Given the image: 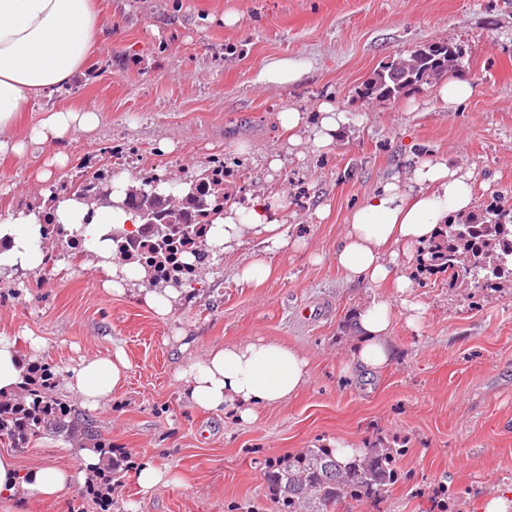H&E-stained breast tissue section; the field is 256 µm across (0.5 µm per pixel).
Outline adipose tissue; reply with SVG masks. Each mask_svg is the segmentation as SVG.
<instances>
[{"mask_svg":"<svg viewBox=\"0 0 512 512\" xmlns=\"http://www.w3.org/2000/svg\"><path fill=\"white\" fill-rule=\"evenodd\" d=\"M93 0H0V155L24 157L31 145L52 146L49 170L40 175L50 181L53 171L65 167V146L74 131H94L100 121L95 108H48L27 127H19V113L38 100L60 92L86 67L88 53L100 43ZM289 144L311 137L320 148L332 145L337 132L349 122L348 113L322 102L317 119L297 109L282 112ZM131 186L127 174L112 177L111 202L94 208L67 197L56 207L59 224L79 228L92 266L109 291L122 294L142 286L144 301L154 313L168 317L183 290L172 283H152L147 269L118 260L108 238L110 229L129 227L136 217L123 201ZM281 197H268L241 206L225 205L215 215L208 232L212 252L228 253L246 236L261 238L268 250L302 249L270 221L268 212L281 206ZM473 194L470 172L449 164L445 154L431 152L417 160L405 179L380 186L354 211L350 224L336 245L333 258L352 283L393 284L397 298L372 299L357 313L356 334L341 369L346 373L378 372L391 364L396 350L390 334L396 317L412 328L425 314L413 297L410 265L417 250L433 238L441 224L470 212ZM0 276L42 268L48 253L41 238L35 211H24L0 221ZM42 347L38 337H0V393H11L21 381L22 360L36 357ZM128 361L122 352L109 358L81 360L69 370L64 386L95 409L108 402L127 378ZM310 376V360L300 351L263 339L217 346L206 357L177 372L185 398L206 411H224L242 421L257 418L267 407L294 397ZM71 467L43 466L20 471L14 455L0 454V499L56 500L77 491L95 473L99 458L89 450L78 453Z\"/></svg>","mask_w":512,"mask_h":512,"instance_id":"ef3b65f1","label":"adipose tissue"}]
</instances>
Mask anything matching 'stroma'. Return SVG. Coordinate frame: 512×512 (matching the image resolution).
I'll list each match as a JSON object with an SVG mask.
<instances>
[{
  "instance_id": "35a3bbf8",
  "label": "stroma",
  "mask_w": 512,
  "mask_h": 512,
  "mask_svg": "<svg viewBox=\"0 0 512 512\" xmlns=\"http://www.w3.org/2000/svg\"><path fill=\"white\" fill-rule=\"evenodd\" d=\"M97 3L105 39L84 75L39 105L89 104L101 123L73 133L53 189L37 177L51 147L0 158V220L41 209L48 193L67 194L102 166L136 180L185 178L220 159L230 200L281 196L271 218L306 247L270 254L272 273L254 286L238 271L262 245L245 239L198 269L195 290L165 319L138 289L108 293L87 257L70 258L63 237L49 242L46 270L1 277L0 336L40 337L36 361L56 377L81 359L124 351L126 384L86 415L129 464L152 456L178 481L143 496L126 478L100 505L86 488L54 503L0 499V512H78L84 504L91 512H279L269 467L341 441L398 449L399 480L376 503L346 499L339 512H441L449 501L453 512H480L486 497L511 493L512 281L452 288L442 274L414 272L426 308L420 326L396 321L398 356L381 374L343 375L357 308L392 291L347 281L331 255L352 211L430 151L472 170L474 212L512 207V0ZM434 42L463 51L458 76L477 87L464 105L448 110L434 82L394 100L363 95L375 70ZM280 57L306 62L300 82L260 81L263 65ZM324 101L354 122L328 148L289 146L279 113L313 114ZM247 339L306 354L307 385L250 423L191 406L177 371L213 346ZM75 447L46 435L14 450L0 443V453L12 451L26 471L76 465Z\"/></svg>"
}]
</instances>
